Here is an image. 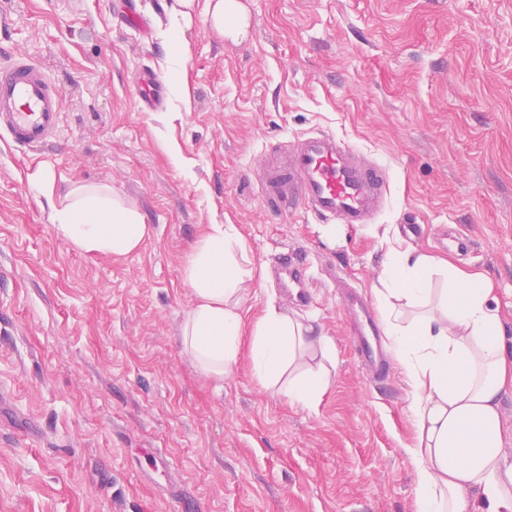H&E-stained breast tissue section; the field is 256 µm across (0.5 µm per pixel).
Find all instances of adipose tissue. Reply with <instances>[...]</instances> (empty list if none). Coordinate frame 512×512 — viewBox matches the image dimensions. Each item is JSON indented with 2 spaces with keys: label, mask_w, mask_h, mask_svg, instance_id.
<instances>
[{
  "label": "adipose tissue",
  "mask_w": 512,
  "mask_h": 512,
  "mask_svg": "<svg viewBox=\"0 0 512 512\" xmlns=\"http://www.w3.org/2000/svg\"><path fill=\"white\" fill-rule=\"evenodd\" d=\"M53 228L73 248L126 256L152 234L142 214L108 185H79L52 205ZM256 264L233 224L209 225L182 270L192 294L183 351L204 374L223 378L241 351L240 294ZM444 278L433 289V275ZM390 346L414 392L411 454L416 512H512V461L504 453L500 404L512 393V348L495 288L484 273L412 250L389 249L375 291ZM320 353L323 362L306 358ZM326 337L268 309L252 331L250 359L262 385L315 407L330 384Z\"/></svg>",
  "instance_id": "obj_1"
}]
</instances>
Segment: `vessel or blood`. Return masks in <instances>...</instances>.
<instances>
[{
	"label": "vessel or blood",
	"mask_w": 512,
	"mask_h": 512,
	"mask_svg": "<svg viewBox=\"0 0 512 512\" xmlns=\"http://www.w3.org/2000/svg\"><path fill=\"white\" fill-rule=\"evenodd\" d=\"M145 108L162 102L164 85L151 71L140 80ZM61 98L38 63L17 58L0 68V138L20 147L38 149L57 133ZM261 183L267 205L279 213L310 212L339 224H369L390 189V171L339 140L316 131L297 136L284 154L263 166ZM278 264L288 282L302 285L309 264L299 253H284ZM350 332L361 362L384 365L380 327L368 306L352 314Z\"/></svg>",
	"instance_id": "1"
}]
</instances>
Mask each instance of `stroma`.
Returning <instances> with one entry per match:
<instances>
[{
  "instance_id": "obj_1",
  "label": "stroma",
  "mask_w": 512,
  "mask_h": 512,
  "mask_svg": "<svg viewBox=\"0 0 512 512\" xmlns=\"http://www.w3.org/2000/svg\"><path fill=\"white\" fill-rule=\"evenodd\" d=\"M0 0V65L17 54L59 88L53 141L0 142V512H415L413 388L397 360L373 378L337 284L373 297L388 242L484 272L512 330V0H243L248 33L212 27L207 0ZM168 94L155 111L136 78ZM326 131L387 166L373 224L267 212L266 146ZM186 160L176 166L167 145ZM107 184L152 236L133 254L60 239L44 197ZM211 224L236 225L263 275L246 282L245 334L217 380L183 353L182 268ZM461 230L468 251L436 246ZM303 253L311 300L276 269ZM313 321L336 367L314 409L253 375L267 307ZM140 98L145 108L155 107L163 101L164 84L153 71H145L140 80Z\"/></svg>"
}]
</instances>
